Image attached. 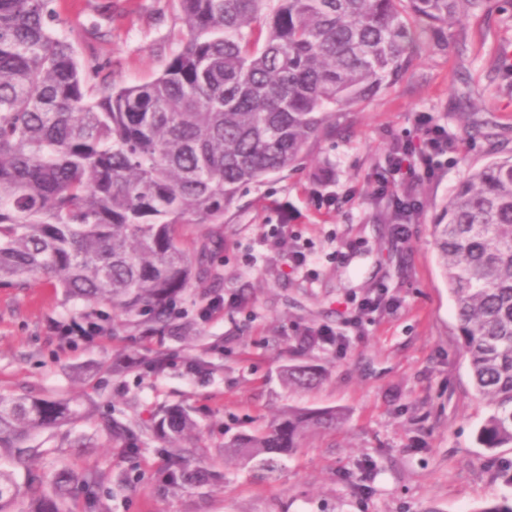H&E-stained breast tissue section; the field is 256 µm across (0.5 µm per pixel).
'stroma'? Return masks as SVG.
Segmentation results:
<instances>
[{
	"label": "stroma",
	"mask_w": 512,
	"mask_h": 512,
	"mask_svg": "<svg viewBox=\"0 0 512 512\" xmlns=\"http://www.w3.org/2000/svg\"><path fill=\"white\" fill-rule=\"evenodd\" d=\"M55 9L54 30L95 64L93 85L104 75L152 79L185 35L175 0H57ZM421 115L447 129L448 152L433 180L412 185L421 209L399 240L377 182L393 145L416 139ZM510 156L512 0H487L449 29L447 47L424 34L406 77L344 112L302 168L244 188L223 223L182 228L186 249L208 247L213 276L177 299L164 332L114 314L85 336L78 305L53 279L0 288V394L77 400L83 418L40 442L56 465L100 475L110 512H478L512 496L497 474L512 447L476 443L490 409L472 386L433 224L469 170ZM218 296L223 305L200 319ZM366 299L375 306L360 311ZM325 327L340 345L304 344ZM161 354V370L146 367ZM119 356L134 365L113 372ZM199 357L207 373L192 370ZM302 364L320 368L322 382L285 386L281 370ZM172 404L189 409L188 443L223 483L163 492L167 441L130 450L100 429L104 418L145 420ZM291 408L342 419L302 437L273 474L225 462L226 441L267 431Z\"/></svg>",
	"instance_id": "35a3bbf8"
}]
</instances>
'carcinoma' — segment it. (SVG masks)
<instances>
[{
  "label": "carcinoma",
  "instance_id": "cac0c4a2",
  "mask_svg": "<svg viewBox=\"0 0 512 512\" xmlns=\"http://www.w3.org/2000/svg\"><path fill=\"white\" fill-rule=\"evenodd\" d=\"M52 2L0 0V287L50 275L97 328L101 305L165 323L210 275L206 247H183V225L222 224L242 188L298 168L340 112L406 76L422 34L448 41V24L484 0H179L187 38L164 70L93 86L51 28ZM434 236L473 386L491 407L477 443L512 447V157L457 184ZM282 378L312 387L323 374L292 365ZM80 417L65 399L0 396V455L25 468L20 480L0 467V512H71L75 486L96 497L92 470L29 467L47 455L34 443L43 430ZM340 419L290 409L224 454L270 474L308 430ZM195 428L181 405L104 424L123 448L169 439L158 482L172 491L224 479L181 444Z\"/></svg>",
  "mask_w": 512,
  "mask_h": 512
}]
</instances>
